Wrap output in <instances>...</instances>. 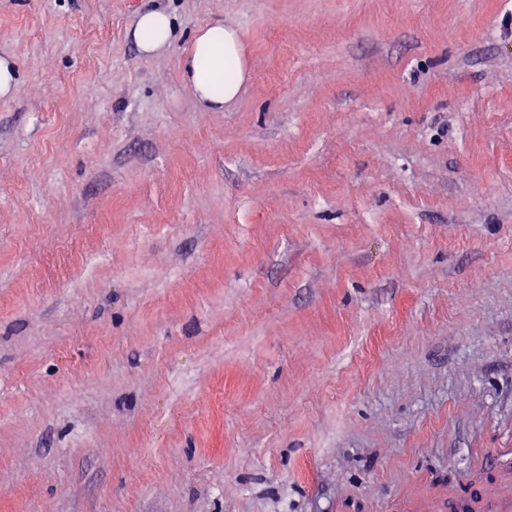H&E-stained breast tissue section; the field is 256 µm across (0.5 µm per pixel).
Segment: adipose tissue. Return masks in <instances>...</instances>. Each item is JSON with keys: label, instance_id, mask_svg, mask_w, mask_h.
<instances>
[{"label": "adipose tissue", "instance_id": "1", "mask_svg": "<svg viewBox=\"0 0 512 512\" xmlns=\"http://www.w3.org/2000/svg\"><path fill=\"white\" fill-rule=\"evenodd\" d=\"M173 25L164 13H143L133 36L150 52L171 39ZM183 76L201 102L223 105L235 98L244 80V61L236 32L214 24L199 31L184 61Z\"/></svg>", "mask_w": 512, "mask_h": 512}]
</instances>
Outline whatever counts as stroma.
<instances>
[{"label":"stroma","instance_id":"stroma-1","mask_svg":"<svg viewBox=\"0 0 512 512\" xmlns=\"http://www.w3.org/2000/svg\"><path fill=\"white\" fill-rule=\"evenodd\" d=\"M4 57L0 512L512 494V0H0ZM172 35L173 25L170 17L156 11L143 13L133 31V37L144 52L155 50L158 45L169 41ZM205 62V64H204ZM244 61L236 32L223 24L199 31L184 61L183 76L201 102L221 106L235 98L244 80ZM224 75L220 90L213 78Z\"/></svg>","mask_w":512,"mask_h":512}]
</instances>
